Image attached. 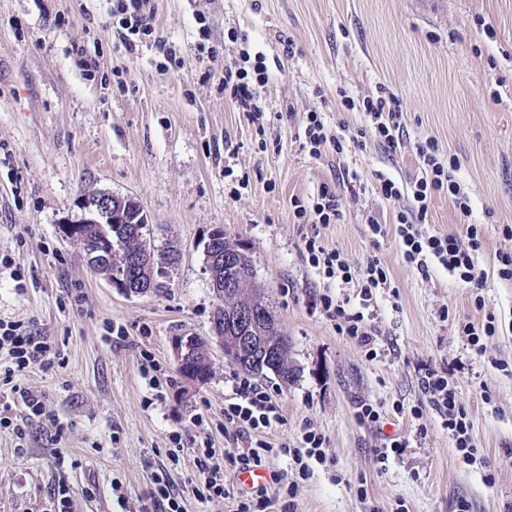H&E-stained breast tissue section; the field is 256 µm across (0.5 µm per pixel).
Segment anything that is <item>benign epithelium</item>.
<instances>
[{
  "instance_id": "7a95c632",
  "label": "benign epithelium",
  "mask_w": 512,
  "mask_h": 512,
  "mask_svg": "<svg viewBox=\"0 0 512 512\" xmlns=\"http://www.w3.org/2000/svg\"><path fill=\"white\" fill-rule=\"evenodd\" d=\"M84 214L76 223L68 226L73 235L80 224H146L147 215L140 205L129 196H120L110 191L95 193L83 204ZM222 228L211 231L204 242L205 269L210 286L217 298L213 312L212 328L215 341L203 346L197 340L178 339L174 343L177 366L186 367L189 360L208 364L213 345L224 349V359L236 365L264 367L277 371L282 350L268 342V334L279 329L277 319L267 317L257 309L256 298L260 288L254 281V273L240 270L235 257L224 255L219 239ZM87 264L104 276L113 287L129 296H142L151 291L152 283L142 279V269L151 266L160 270L170 268L171 259L162 249L151 252L132 250L121 241L112 243V250L84 249ZM235 332L234 342L224 344V329Z\"/></svg>"
}]
</instances>
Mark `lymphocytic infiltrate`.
<instances>
[{"mask_svg": "<svg viewBox=\"0 0 512 512\" xmlns=\"http://www.w3.org/2000/svg\"><path fill=\"white\" fill-rule=\"evenodd\" d=\"M112 14L118 17L124 30L120 40L126 49H133L136 40L152 37L156 29L154 0H112ZM268 69L263 59H256L252 67H245L233 60L225 64L224 76L218 89L229 97L238 111L247 113L253 120H260L265 114L260 90L268 82ZM346 110L367 113L372 124L369 129L359 130L349 138L327 137L324 124L318 113H308L304 129L305 145L313 157H320L325 149H332L337 155H344L350 149H364L366 136H373L390 150L401 145V111L388 104L383 97L367 96L361 100H344ZM438 147L428 139L416 146L423 174L412 185H403L388 177H380L381 194L390 201H398L404 193H411V208L397 211L393 225L371 222L373 237L394 235L399 243L403 263L421 275H429L432 266L445 268L466 287L470 288L476 308H483L485 299L482 290L486 286L483 271L475 264L476 255L485 248L481 225L470 224L464 235L426 234L422 226L428 219L433 199L441 194L452 201L460 217H469L472 212L469 197L464 193L456 178V161L440 162ZM310 264L326 278L343 282H357L360 292L358 307H351L348 301L322 295L314 305L321 309L336 324L338 334L348 337L363 348L366 357L376 358L375 338L371 330L369 309L373 292L387 287L390 283L388 272L378 258L371 257L359 270H352L340 251L326 249L316 238L305 242ZM6 351L15 371L37 366L49 371L60 365L61 357L51 341L34 336L23 329L18 322L0 321V351ZM422 389L430 402L445 417L448 433L456 448L468 459H475L477 450L469 435L470 424L455 386L447 372L426 369ZM233 395L224 401V427L231 430L234 439L243 443L242 448L229 450L215 447L212 440L199 443L193 451V463L204 477L202 497L235 499V512H293L291 500L295 493L294 484L288 483L284 473L276 472L272 480L276 486L275 496H268L266 488L255 491H235L228 484L227 474L238 473L251 467L264 466L268 460L283 458L292 461L300 476H308L310 462L324 463L326 455L325 436L316 429L305 428L300 447L293 448L287 443L272 441V429L283 423L284 416L275 393L268 386L260 384L245 375H235L232 381Z\"/></svg>", "mask_w": 512, "mask_h": 512, "instance_id": "f902f5d3", "label": "lymphocytic infiltrate"}]
</instances>
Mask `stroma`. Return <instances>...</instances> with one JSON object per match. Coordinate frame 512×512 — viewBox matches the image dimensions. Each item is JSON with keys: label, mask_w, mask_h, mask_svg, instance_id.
Masks as SVG:
<instances>
[{"label": "stroma", "mask_w": 512, "mask_h": 512, "mask_svg": "<svg viewBox=\"0 0 512 512\" xmlns=\"http://www.w3.org/2000/svg\"><path fill=\"white\" fill-rule=\"evenodd\" d=\"M167 43L127 51L112 0H0V319L19 321L54 342L62 367L5 376L8 406L24 439L0 428V512H53L58 480L72 512H161L152 475L167 467L184 512H233V500L201 499L192 460L169 464V437L184 444L224 437V400L237 371L221 349L213 373L187 387L173 341L212 334L217 303L205 270L209 232L247 247L255 278L290 344L289 380L258 381L276 391L284 422L271 436L299 445L304 427L326 437V461L298 479L294 512H512V281L496 273L512 252V0H155ZM293 56H286V42ZM217 56H210L209 47ZM263 54L269 80L256 125L217 91L226 61ZM95 61L87 76L83 60ZM210 79H203V72ZM384 91L403 109V144L375 140L364 152L311 157L301 146L306 115L328 134L368 127L343 97ZM431 138L440 160L455 158L472 213L461 221L435 198L423 229L461 234L482 225L484 309L447 270L422 276L402 262L394 237L372 239L370 220L391 223L410 197H382L377 172L399 183L420 174L417 141ZM335 186L337 223H298L292 197L311 200ZM97 190L133 197L154 226V244L177 247L164 288L128 297L86 263L61 231ZM318 236L350 265L380 259L393 288L376 297L379 348L367 359L333 321L314 311L319 294L345 298L356 284L325 278L306 260ZM448 319H441V310ZM495 314L497 336L474 355L457 322ZM125 339L107 344L108 324ZM148 348L162 367L161 397L149 400L139 373ZM448 370L471 422L479 460L463 458L425 397L423 367ZM42 395L47 414L28 416L12 391ZM384 406L385 426L408 439L385 465L373 459L382 435L356 406Z\"/></svg>", "instance_id": "stroma-1"}]
</instances>
